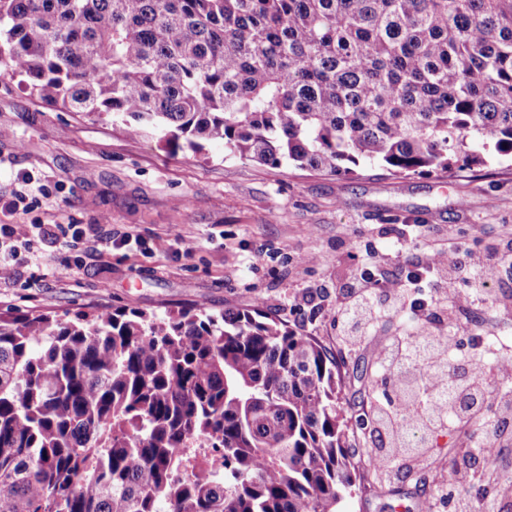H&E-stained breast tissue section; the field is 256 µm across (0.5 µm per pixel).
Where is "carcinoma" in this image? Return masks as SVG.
Returning <instances> with one entry per match:
<instances>
[{
  "label": "carcinoma",
  "instance_id": "carcinoma-1",
  "mask_svg": "<svg viewBox=\"0 0 512 512\" xmlns=\"http://www.w3.org/2000/svg\"><path fill=\"white\" fill-rule=\"evenodd\" d=\"M0 75L171 154L343 178L512 160V0H0ZM452 369L395 364L397 409ZM339 400L325 351L257 306L0 315V512H338Z\"/></svg>",
  "mask_w": 512,
  "mask_h": 512
}]
</instances>
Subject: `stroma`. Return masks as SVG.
<instances>
[{
    "instance_id": "stroma-1",
    "label": "stroma",
    "mask_w": 512,
    "mask_h": 512,
    "mask_svg": "<svg viewBox=\"0 0 512 512\" xmlns=\"http://www.w3.org/2000/svg\"><path fill=\"white\" fill-rule=\"evenodd\" d=\"M23 252L13 279L0 283V312L74 316L136 307L156 315L185 307L220 312L259 307L322 345L336 362L342 406L351 424L349 453L365 474L343 512H423L448 476V461L465 462L470 440L485 434H438L423 462L392 482L370 468L369 420L382 371L376 343L400 335L389 319L377 341L345 347L336 319L339 289L362 269H394L401 234L412 251L457 247L497 253L499 280L473 290L459 315L464 341L499 337L512 346V163L442 177H397L365 166L340 179L288 164L261 165L207 143L201 153L169 154L152 137H129L110 118H88L32 99L17 80L0 76V225ZM39 224H76L84 242L51 244ZM130 236L128 245L95 251L98 240ZM192 241L184 255L175 236ZM315 263H305V255ZM315 293L303 304L304 293ZM500 452L478 462L453 500L434 512H455L456 499L495 497L512 512V428L497 435ZM432 501V500H431Z\"/></svg>"
}]
</instances>
